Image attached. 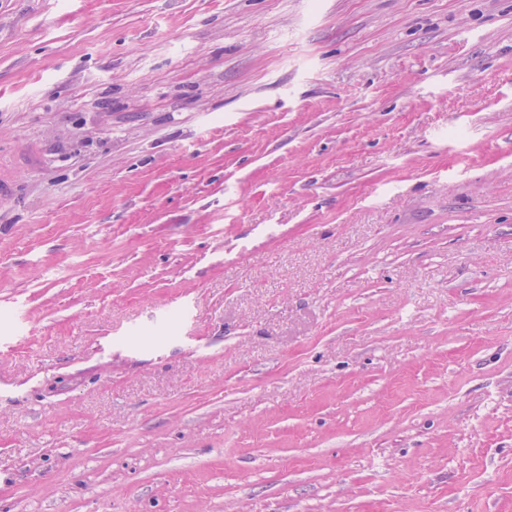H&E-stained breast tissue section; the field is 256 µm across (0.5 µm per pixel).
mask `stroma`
Instances as JSON below:
<instances>
[{
  "label": "stroma",
  "mask_w": 512,
  "mask_h": 512,
  "mask_svg": "<svg viewBox=\"0 0 512 512\" xmlns=\"http://www.w3.org/2000/svg\"><path fill=\"white\" fill-rule=\"evenodd\" d=\"M0 512H512V0H0Z\"/></svg>",
  "instance_id": "obj_1"
}]
</instances>
